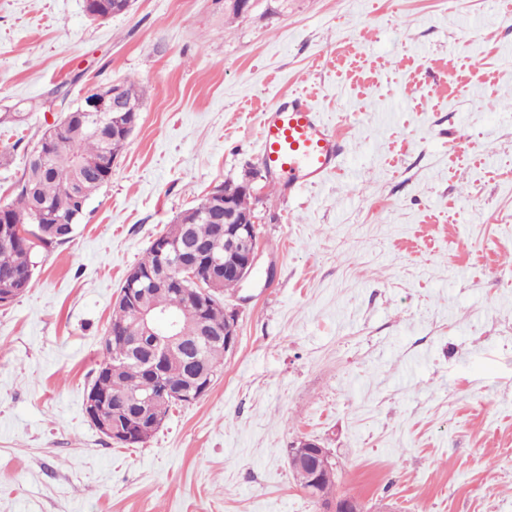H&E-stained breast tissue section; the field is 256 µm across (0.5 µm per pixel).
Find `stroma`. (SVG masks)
I'll return each mask as SVG.
<instances>
[{
	"label": "stroma",
	"mask_w": 512,
	"mask_h": 512,
	"mask_svg": "<svg viewBox=\"0 0 512 512\" xmlns=\"http://www.w3.org/2000/svg\"><path fill=\"white\" fill-rule=\"evenodd\" d=\"M140 119L69 242L0 306V512H319L286 450L333 452L367 512H512V0H0V204L90 88ZM314 101L344 143L324 183L263 174L258 125ZM255 171L259 252L225 292L238 346L144 444L84 398L113 299L173 219Z\"/></svg>",
	"instance_id": "1"
}]
</instances>
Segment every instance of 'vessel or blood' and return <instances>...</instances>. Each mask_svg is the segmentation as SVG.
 Masks as SVG:
<instances>
[{
  "instance_id": "1",
  "label": "vessel or blood",
  "mask_w": 512,
  "mask_h": 512,
  "mask_svg": "<svg viewBox=\"0 0 512 512\" xmlns=\"http://www.w3.org/2000/svg\"><path fill=\"white\" fill-rule=\"evenodd\" d=\"M259 145L266 170L292 190L320 185L341 155L335 131L303 93L289 94L263 111Z\"/></svg>"
}]
</instances>
